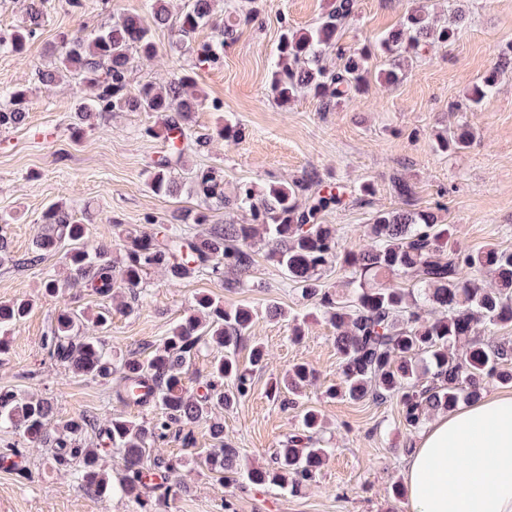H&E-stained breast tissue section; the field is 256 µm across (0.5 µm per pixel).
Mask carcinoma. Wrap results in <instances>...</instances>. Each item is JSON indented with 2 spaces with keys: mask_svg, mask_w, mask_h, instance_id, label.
<instances>
[{
  "mask_svg": "<svg viewBox=\"0 0 512 512\" xmlns=\"http://www.w3.org/2000/svg\"><path fill=\"white\" fill-rule=\"evenodd\" d=\"M216 0H187L174 14L169 0H145L147 17L114 13L91 38L60 36L57 62L38 69L40 84L52 88L77 80L93 95L77 105L72 135H83L91 115L103 112H153L166 130V149L148 171V185L157 195L176 198L182 192L198 200V209L181 210L152 232H126L122 257L109 251L91 252L86 247L91 216L58 204L43 213V231L37 236L25 264L38 266L45 255L61 253L70 277L52 275L43 281L44 295L54 298L67 288H85L101 297L115 299L126 291L137 297L144 277L159 269L174 281L200 275L224 280V273L246 274L254 264L253 245L260 241L268 254L299 288L304 299L336 329L334 344L340 358L342 380L330 387V398L358 401H396L402 424L417 429L434 412H448L482 398L492 381L512 385V344L480 340L482 332L512 324V251L488 244L470 249L452 242V227L428 209L418 212H378L367 225L372 240L365 250L342 246L333 224L322 223V214L341 206L344 193L338 187L312 192L315 180L307 175L290 184L260 187L242 181L228 193L220 168L192 169L186 153L206 146L205 137L193 136L195 113L204 99L192 88V77L173 75L158 86L145 83L132 89L129 72L132 53L152 58L158 53L153 31L169 28L179 42L189 41L205 25L218 29V38L194 48L200 66L220 67L224 46L235 39L237 28L254 15L228 12L224 22L214 19ZM356 0H329L327 9L309 29H285L276 47L271 91L287 103L310 93L323 108L364 91L368 46L346 48L338 44L339 30L353 16ZM47 0H29L27 24L9 33L0 32V52L23 55L27 42L42 26ZM466 12L454 8L443 25L435 24L427 8L410 9L399 26L379 39L388 56L381 78L397 83L403 77L401 60L419 56L435 45L456 40L464 27ZM336 52L338 68L328 69L325 56ZM512 70V54H502L494 67L468 90L464 108L479 105L496 88L499 78ZM30 91L23 86L0 91V128L26 123ZM468 124L459 123L438 135L442 151H460L472 141ZM224 209L228 218L207 234L189 233L184 225L207 224L212 206ZM339 265L350 279V294L341 295L322 284L323 274ZM491 273L496 287L488 288L477 277ZM410 278L403 288L399 280ZM30 310L25 299L0 303V356L9 352L8 337ZM103 331L112 323V311L102 309L89 319L83 312L64 307L57 311L44 337L49 359L73 374L91 379H115L114 396L126 406L150 407L152 420L137 422L120 414L108 415L97 429V444L85 440L95 426L84 416L73 417L51 434L48 423L52 402L0 387V428L10 429L24 444L52 443L54 465L71 468L73 481L100 497L120 493L152 512L144 491L157 493L167 502L183 488L177 468L165 467L162 482L153 483L146 467V451L152 444L176 436L202 421L210 422L214 447L208 449L210 470L227 478L243 475L251 484L296 491L313 480L329 449L321 445V415L310 409L302 415L300 429L275 450L265 467L242 468L238 449L224 443V425L212 420L213 410L230 408L247 397L252 374L265 366L266 351L255 342L250 350V369L240 367L237 350L249 338L255 312L246 305L226 306L211 295L196 297L192 308L163 343L146 358L128 357L116 365L112 351L100 336H80L86 321ZM467 344L464 352L458 346ZM210 346L219 357L204 389L189 391L184 374L194 355ZM315 380L304 364L288 368L272 387L277 396L286 390L302 391ZM117 451L121 474L112 479L102 466L99 446Z\"/></svg>",
  "mask_w": 512,
  "mask_h": 512,
  "instance_id": "cac0c4a2",
  "label": "carcinoma"
}]
</instances>
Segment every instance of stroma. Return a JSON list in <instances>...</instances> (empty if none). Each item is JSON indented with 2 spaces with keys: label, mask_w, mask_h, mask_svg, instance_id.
Masks as SVG:
<instances>
[{
  "label": "stroma",
  "mask_w": 512,
  "mask_h": 512,
  "mask_svg": "<svg viewBox=\"0 0 512 512\" xmlns=\"http://www.w3.org/2000/svg\"><path fill=\"white\" fill-rule=\"evenodd\" d=\"M229 2L237 14L254 11L258 19L238 28L235 42L224 51L223 66L196 67L191 52L172 50L175 36L167 28L154 33L158 57L132 63L130 84L135 88L164 83L177 72L193 77L196 93L207 100L195 114L196 134L213 133L222 118L237 125L236 140H217L190 154V166L222 167L229 190L242 180L289 183L309 173L316 174L319 188L342 187L344 204L325 212L323 221L337 226L348 248L366 244L365 231L379 211L436 208L463 245L478 249L493 243L512 250V70L475 111L451 109L512 46V0H467L459 38L430 49L398 84L377 79L387 63L373 56L366 91L328 112L310 94L280 104L270 86L282 28L311 27L327 0ZM144 4L48 0L43 29L28 43L25 57L0 54V89L25 83L32 87L26 125L0 129V237L7 241L6 251H0V302L25 299L31 304L10 338L9 355L0 358V386L49 399L53 429L78 415L98 424L110 412L137 421L151 418L150 409L109 402V382L73 376L49 360L42 341L58 308L67 304L91 313L112 308L107 343L118 356L143 358L170 335L196 296H218L228 306L244 304L257 314L251 334L264 344L269 360L255 373L251 394L221 411L225 443L238 448L249 465L268 464L274 449L298 428L302 409L311 406L325 422L322 439L330 454L314 480L295 493L258 488L242 477L226 481L205 461L213 441L207 424H198L190 439L173 437L150 452V460L178 464L188 483L167 512H225L228 500L232 512H405L392 486L403 479L404 451L415 447L418 431L400 426L396 401L326 397V388L340 380L335 331L286 279L263 244L253 248L246 287L227 288L202 277L173 283L153 271L129 315L114 310L112 299L80 288L56 298L45 296L44 275H67L57 254H49L40 266L25 265L51 203L78 212L91 208L90 246L114 252L125 231L145 230V216L163 223L173 210L197 206L194 197H160L147 185L148 171L165 148L163 139L142 134L144 127L158 125L156 114L99 115L76 138L69 129L71 115L88 97V89L72 82L48 92L35 82V67L50 63L60 33H94L112 13L140 14ZM408 5V0H357L356 15L342 31L341 43H375L400 22ZM214 100L222 103L221 111L211 108ZM462 121L475 133L470 147L437 150L436 134ZM366 181L374 191L365 196L360 186ZM273 304L285 309V316L270 317ZM295 316L306 321L297 342L291 339ZM296 362L314 369V384L292 405L269 398L271 381ZM0 512H138V507L129 499L102 498L78 487L68 471L51 464L50 450L43 447L27 449L17 462H0Z\"/></svg>",
  "instance_id": "obj_1"
}]
</instances>
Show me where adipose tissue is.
Listing matches in <instances>:
<instances>
[{
    "instance_id": "adipose-tissue-1",
    "label": "adipose tissue",
    "mask_w": 512,
    "mask_h": 512,
    "mask_svg": "<svg viewBox=\"0 0 512 512\" xmlns=\"http://www.w3.org/2000/svg\"><path fill=\"white\" fill-rule=\"evenodd\" d=\"M406 512H512V395L439 414L404 468Z\"/></svg>"
}]
</instances>
